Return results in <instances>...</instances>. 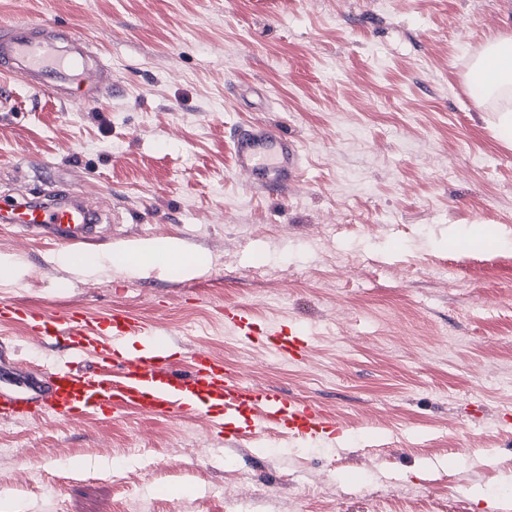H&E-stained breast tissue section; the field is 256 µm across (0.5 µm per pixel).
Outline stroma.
Here are the masks:
<instances>
[{
    "instance_id": "1",
    "label": "stroma",
    "mask_w": 512,
    "mask_h": 512,
    "mask_svg": "<svg viewBox=\"0 0 512 512\" xmlns=\"http://www.w3.org/2000/svg\"><path fill=\"white\" fill-rule=\"evenodd\" d=\"M83 36L112 87L0 77V200L102 209L93 253L173 237L209 267L80 277L0 223L25 269L0 297L51 313L121 308L251 385L332 415L335 438L235 442L201 418L134 412L0 420V498L16 512H512V150L465 81L512 0H0V26ZM301 146L288 190L252 191L231 137ZM496 228L501 246L469 238ZM226 305L296 330L284 361L224 328ZM0 325V391L66 360Z\"/></svg>"
}]
</instances>
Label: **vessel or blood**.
I'll return each mask as SVG.
<instances>
[{
    "instance_id": "vessel-or-blood-1",
    "label": "vessel or blood",
    "mask_w": 512,
    "mask_h": 512,
    "mask_svg": "<svg viewBox=\"0 0 512 512\" xmlns=\"http://www.w3.org/2000/svg\"><path fill=\"white\" fill-rule=\"evenodd\" d=\"M43 24L19 21L0 32V73L38 85L63 84L90 102L108 86L103 68H92L88 44L68 49L40 37ZM232 147L236 168L256 191L284 189L301 170L298 144L278 127L258 124L237 130ZM97 217L82 206L42 202L15 204L0 211V222L22 224L49 239H63L76 253L93 243ZM225 326L249 345H259L283 359H298L305 343L294 332L256 321L242 305L224 307ZM20 323L49 345L66 342L74 353L97 348L101 362L84 370L71 364L54 367L40 402L0 394V418L30 421L48 415L62 422L88 415H116L128 410L145 416H197L212 427L248 432L250 438L278 430L303 440L336 433V421L317 406L282 393L243 383L204 351L195 352L189 370H178L169 336L124 311L110 319H89L79 309L57 316L20 302L0 300V324ZM140 349L129 351L130 340Z\"/></svg>"
}]
</instances>
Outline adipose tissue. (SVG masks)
Segmentation results:
<instances>
[{
  "mask_svg": "<svg viewBox=\"0 0 512 512\" xmlns=\"http://www.w3.org/2000/svg\"><path fill=\"white\" fill-rule=\"evenodd\" d=\"M468 80L482 86L478 105H485L490 98L497 99L501 141L512 149V35L499 36L485 43L470 63ZM55 260L67 270L85 276L115 271L132 277L156 266H178L186 275L192 276L208 265L205 255L187 252L175 238L148 239L116 257L100 253L83 260L63 249L56 254Z\"/></svg>",
  "mask_w": 512,
  "mask_h": 512,
  "instance_id": "adipose-tissue-1",
  "label": "adipose tissue"
}]
</instances>
